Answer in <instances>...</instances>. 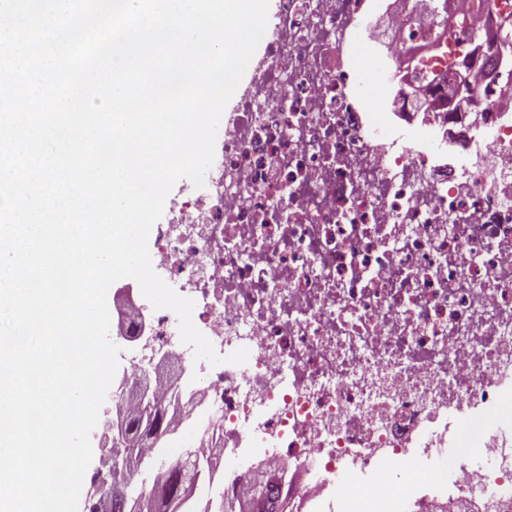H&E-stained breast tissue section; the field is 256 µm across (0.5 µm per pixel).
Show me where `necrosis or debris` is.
Returning a JSON list of instances; mask_svg holds the SVG:
<instances>
[{
    "label": "necrosis or debris",
    "mask_w": 512,
    "mask_h": 512,
    "mask_svg": "<svg viewBox=\"0 0 512 512\" xmlns=\"http://www.w3.org/2000/svg\"><path fill=\"white\" fill-rule=\"evenodd\" d=\"M366 2L281 0L203 186L153 227L195 326L247 362L195 361L167 309L152 331L310 512H512V121L474 168L441 160L447 113L386 126L356 66ZM413 8L386 67L433 23Z\"/></svg>",
    "instance_id": "obj_1"
}]
</instances>
